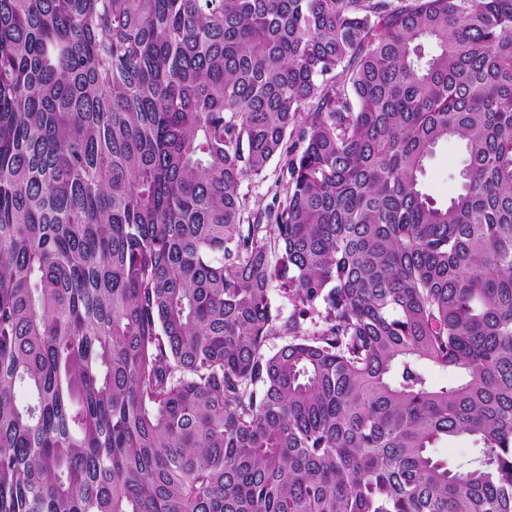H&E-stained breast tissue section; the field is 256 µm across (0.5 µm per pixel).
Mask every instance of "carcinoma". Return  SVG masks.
<instances>
[{
    "label": "carcinoma",
    "mask_w": 512,
    "mask_h": 512,
    "mask_svg": "<svg viewBox=\"0 0 512 512\" xmlns=\"http://www.w3.org/2000/svg\"><path fill=\"white\" fill-rule=\"evenodd\" d=\"M0 512H512V0H0ZM462 160L463 149L457 140L440 144L433 156L427 160L424 187L438 203H447L458 192ZM281 164L275 160L269 167L265 181L244 180L241 192L247 194L248 212L264 211L275 202L274 195L280 190L275 185ZM472 441L467 437H459L448 447L433 448L434 456L448 462V466L455 467L470 462L478 455V448H474Z\"/></svg>",
    "instance_id": "carcinoma-1"
}]
</instances>
